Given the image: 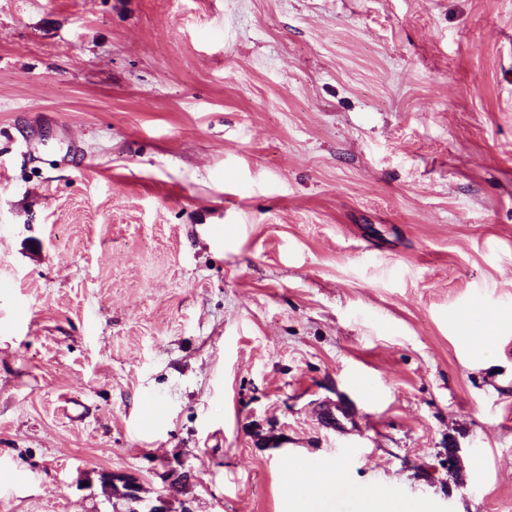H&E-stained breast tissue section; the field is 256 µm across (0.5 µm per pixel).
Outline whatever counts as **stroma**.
Returning a JSON list of instances; mask_svg holds the SVG:
<instances>
[{"mask_svg":"<svg viewBox=\"0 0 512 512\" xmlns=\"http://www.w3.org/2000/svg\"><path fill=\"white\" fill-rule=\"evenodd\" d=\"M296 463L512 512V0H0V512Z\"/></svg>","mask_w":512,"mask_h":512,"instance_id":"obj_1","label":"stroma"}]
</instances>
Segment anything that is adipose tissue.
<instances>
[{
    "label": "adipose tissue",
    "instance_id": "adipose-tissue-1",
    "mask_svg": "<svg viewBox=\"0 0 512 512\" xmlns=\"http://www.w3.org/2000/svg\"><path fill=\"white\" fill-rule=\"evenodd\" d=\"M290 512H335L340 499L352 501L357 512H424L419 502L394 499L376 487L352 485L345 470L331 467L300 468L288 476Z\"/></svg>",
    "mask_w": 512,
    "mask_h": 512
}]
</instances>
